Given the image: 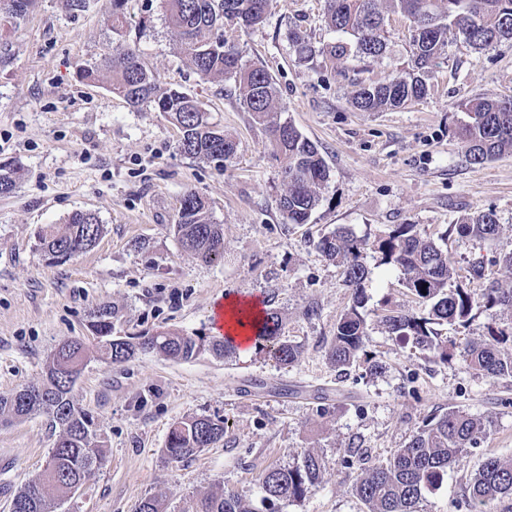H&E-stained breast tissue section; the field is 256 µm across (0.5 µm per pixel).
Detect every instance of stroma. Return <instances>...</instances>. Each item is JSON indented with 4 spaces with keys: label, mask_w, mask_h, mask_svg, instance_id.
<instances>
[{
    "label": "stroma",
    "mask_w": 512,
    "mask_h": 512,
    "mask_svg": "<svg viewBox=\"0 0 512 512\" xmlns=\"http://www.w3.org/2000/svg\"><path fill=\"white\" fill-rule=\"evenodd\" d=\"M126 23L112 27V0H35L28 14L0 12V163L17 170L12 194L0 197V394L39 383L60 341L86 335L91 309L107 303L118 328L212 336L218 300L256 298L277 311L284 334L303 347L280 366L263 352L225 360L204 353L184 361L156 353L118 365L89 358L72 397L89 412L105 460L62 505L61 512H135L146 498L165 512L229 489L260 507V474L294 466L305 451L326 471L305 499L275 512H364L352 487L353 452L389 457L431 415L462 408L480 417L487 435L459 467L425 490L418 512H455L464 483L485 454L512 458V406L500 381L469 371L460 357L424 358L410 341L391 336L388 311L423 315L402 275L369 253L365 283V350L386 365L338 376L326 347L352 303L341 271L316 247L344 226L376 241L396 224L435 238L478 211H495L491 240L451 236L448 251L460 277L474 263L503 285L512 273V154L483 165L466 160L460 128L467 103L512 96V40L476 52L460 41L427 76L421 100L384 112H360L359 85L408 67V25L387 26L378 59H332L334 39L325 0H270L266 21L222 33L243 64L264 67L277 87L275 119L292 122L324 155L330 179L309 223L289 225L276 206L283 191L269 136L241 104L234 80H201L177 50L164 0H127ZM314 54L298 58L291 36ZM135 46L160 89L192 95L209 120L238 138L224 163L187 157L178 131L161 112H138L113 94L104 59L117 45ZM99 67L98 82L79 77ZM196 192L224 228V257L205 262L182 249L172 224L182 196ZM76 211L95 213L105 232L91 250L50 262L39 247L47 225ZM207 415L224 421V438L188 460L167 462L172 425ZM59 431L43 416L0 422V512L44 467Z\"/></svg>",
    "instance_id": "35a3bbf8"
}]
</instances>
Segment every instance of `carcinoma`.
I'll list each match as a JSON object with an SVG mask.
<instances>
[{
    "label": "carcinoma",
    "instance_id": "obj_1",
    "mask_svg": "<svg viewBox=\"0 0 512 512\" xmlns=\"http://www.w3.org/2000/svg\"><path fill=\"white\" fill-rule=\"evenodd\" d=\"M166 4L168 23L178 35V49L194 72L202 80H234L246 111L254 122L267 128L273 155L281 162L284 191L276 198L278 209L290 224L308 223L329 177L324 157L292 122L272 118L275 87L270 73L260 66H244L235 45L221 35L212 36L214 26L224 22L244 28L262 23L269 0H166ZM391 14L409 21V72L404 77L361 85L352 99L360 112H383L426 97L427 73L448 48L450 35L477 52L512 40V0H326L327 25L340 35L326 45V53L334 59L351 54L373 59L383 56L387 49L384 27ZM107 68L110 89L128 105L167 115L179 132L182 154L206 161H216L220 154L228 160L237 154L239 142L210 123L191 95L178 89L158 92L136 49L124 46L113 50ZM468 111L470 121L460 134L469 142L470 164L483 165L512 153V98H474ZM15 186L16 169L0 164V195L11 194ZM172 228L181 247L202 260L211 262L224 256L223 227L212 222L205 202L196 193L184 194ZM454 232L490 240L499 232L498 218L492 211L475 213L444 231L439 239L444 242ZM103 233L98 216L75 211L64 224L41 231L39 243L45 253L60 251L74 257L92 249ZM366 246V241L343 227L317 243L318 250L341 269L344 282L353 290L352 304L339 319L327 349L329 361L342 369L356 365L367 332L362 312L368 276ZM374 252L380 255L381 263L399 269L405 287L428 306L425 316H385L389 331L412 340L431 358L445 362L452 356L438 327L466 326L475 299L488 309L500 306L512 310V287L486 278L483 268L474 267L472 279L481 282L480 296H475L472 289L457 284L458 272L448 250L421 236L414 224L390 229L376 241ZM115 321L112 306L96 307L88 315L90 336L60 342L41 383L0 394V418L12 421L45 415L59 428L49 455L56 462L55 476L46 481L41 473L17 490L11 501L13 512H56L59 502L71 494L72 485L84 482L103 461L94 419L71 397L89 351L105 363L122 364L141 352L191 360L206 351L226 358L236 350L235 342L227 337L209 341L204 336L167 331L117 336ZM251 328L255 346L269 359L283 366L298 362L302 346L283 337V321L277 312L265 311ZM507 342H512V323L501 327L494 322L487 326V335L466 340L459 349L468 369L506 383L512 381V352L501 350L500 345ZM484 432L481 420L464 409L434 416L389 458L373 464L363 459L353 494L366 512H417L422 492L439 483L448 467L459 463L468 449L480 447ZM223 438V420L194 416L171 428L163 454L168 461L178 463ZM324 468L322 457L307 451L296 466L266 469L259 477L262 502L272 505L306 497L321 481ZM463 499L468 512H512V458L485 455L465 484ZM185 512L257 510L226 490L220 495L202 496Z\"/></svg>",
    "mask_w": 512,
    "mask_h": 512
}]
</instances>
